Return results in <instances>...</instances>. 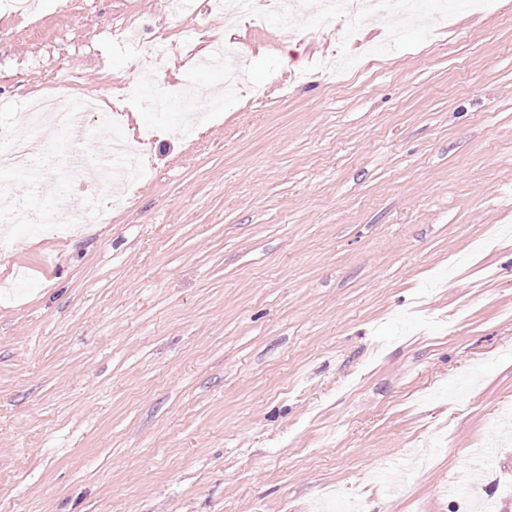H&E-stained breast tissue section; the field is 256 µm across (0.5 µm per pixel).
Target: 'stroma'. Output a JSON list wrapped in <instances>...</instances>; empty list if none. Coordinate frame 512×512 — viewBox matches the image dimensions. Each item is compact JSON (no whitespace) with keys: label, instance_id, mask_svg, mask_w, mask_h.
Wrapping results in <instances>:
<instances>
[{"label":"stroma","instance_id":"obj_1","mask_svg":"<svg viewBox=\"0 0 512 512\" xmlns=\"http://www.w3.org/2000/svg\"><path fill=\"white\" fill-rule=\"evenodd\" d=\"M353 41L232 37L212 0H36L0 15V130L51 82L104 97L167 49L130 199L79 231L0 243V512H456L512 498V0ZM133 30L131 40L118 31ZM229 42L249 75L210 112L169 106ZM62 134L35 189L86 201Z\"/></svg>","mask_w":512,"mask_h":512}]
</instances>
